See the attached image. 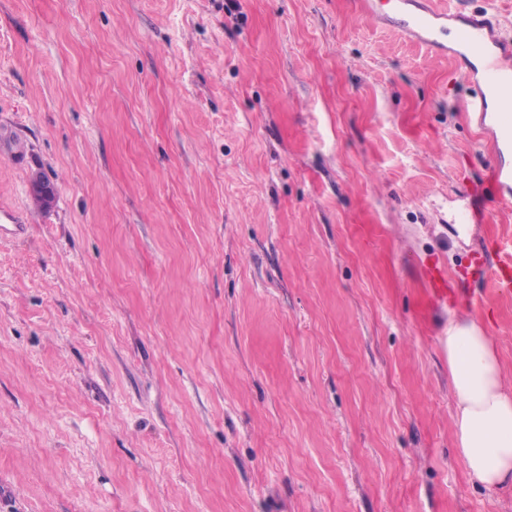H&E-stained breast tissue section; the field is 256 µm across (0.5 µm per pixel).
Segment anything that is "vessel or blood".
Listing matches in <instances>:
<instances>
[{
  "label": "vessel or blood",
  "instance_id": "vessel-or-blood-1",
  "mask_svg": "<svg viewBox=\"0 0 512 512\" xmlns=\"http://www.w3.org/2000/svg\"><path fill=\"white\" fill-rule=\"evenodd\" d=\"M362 7L409 42L455 61L473 87L463 111L479 129H494L485 186L498 211H511L512 167L504 157L512 153V39L499 34L489 11L466 12L440 0H363ZM507 268H512L511 250L484 265L482 275L504 289L511 284L503 275Z\"/></svg>",
  "mask_w": 512,
  "mask_h": 512
}]
</instances>
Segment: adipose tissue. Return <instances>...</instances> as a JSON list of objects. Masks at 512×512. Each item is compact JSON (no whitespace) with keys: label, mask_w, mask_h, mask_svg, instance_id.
<instances>
[{"label":"adipose tissue","mask_w":512,"mask_h":512,"mask_svg":"<svg viewBox=\"0 0 512 512\" xmlns=\"http://www.w3.org/2000/svg\"><path fill=\"white\" fill-rule=\"evenodd\" d=\"M441 345L456 399L453 438L460 459L486 488L512 484V378L492 336L480 320L452 316Z\"/></svg>","instance_id":"ef3b65f1"}]
</instances>
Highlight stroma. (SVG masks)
<instances>
[{"label": "stroma", "instance_id": "35a3bbf8", "mask_svg": "<svg viewBox=\"0 0 512 512\" xmlns=\"http://www.w3.org/2000/svg\"><path fill=\"white\" fill-rule=\"evenodd\" d=\"M470 94L355 0H0V512H512L440 344L512 375ZM431 288H428V298L432 306L444 307L448 304V275L439 272L429 275Z\"/></svg>", "mask_w": 512, "mask_h": 512}]
</instances>
